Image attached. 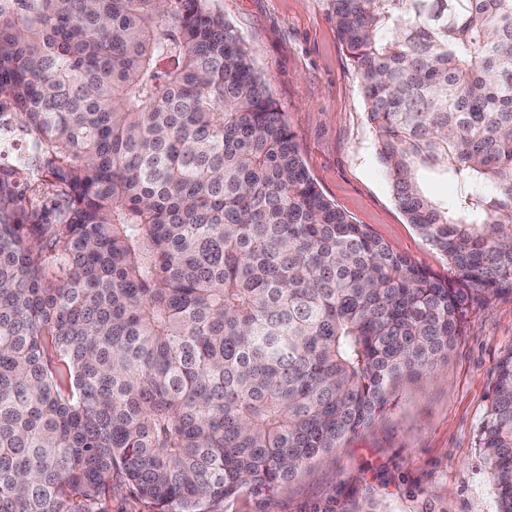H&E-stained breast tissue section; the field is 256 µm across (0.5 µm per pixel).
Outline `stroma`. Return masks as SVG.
I'll return each mask as SVG.
<instances>
[{"label": "stroma", "mask_w": 512, "mask_h": 512, "mask_svg": "<svg viewBox=\"0 0 512 512\" xmlns=\"http://www.w3.org/2000/svg\"><path fill=\"white\" fill-rule=\"evenodd\" d=\"M210 7L246 44L323 195L404 256L450 275L445 257L408 224L393 197L329 0H210ZM468 320L438 378L410 386L374 427L273 494L246 487L211 512H497L476 437L493 368L512 346V295L474 304Z\"/></svg>", "instance_id": "1"}]
</instances>
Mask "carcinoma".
<instances>
[{
	"instance_id": "1",
	"label": "carcinoma",
	"mask_w": 512,
	"mask_h": 512,
	"mask_svg": "<svg viewBox=\"0 0 512 512\" xmlns=\"http://www.w3.org/2000/svg\"><path fill=\"white\" fill-rule=\"evenodd\" d=\"M331 15L450 279L324 197L208 0H0V512L271 492L512 294V0ZM476 446L512 512V346ZM95 509L105 512H156L150 501L140 498L130 488L112 492V496L99 501Z\"/></svg>"
}]
</instances>
